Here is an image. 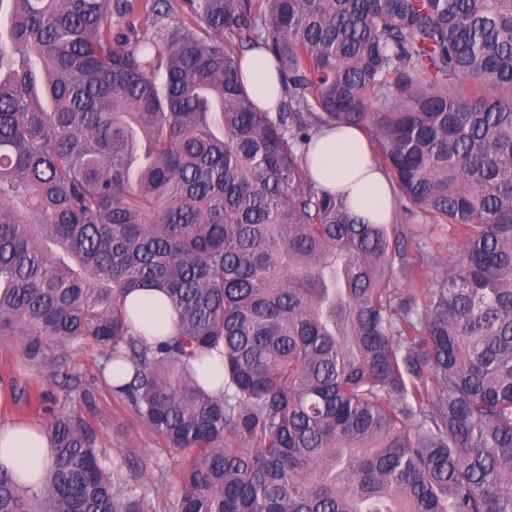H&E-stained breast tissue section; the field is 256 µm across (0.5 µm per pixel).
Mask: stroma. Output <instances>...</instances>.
Wrapping results in <instances>:
<instances>
[{"label":"stroma","mask_w":512,"mask_h":512,"mask_svg":"<svg viewBox=\"0 0 512 512\" xmlns=\"http://www.w3.org/2000/svg\"><path fill=\"white\" fill-rule=\"evenodd\" d=\"M127 13L112 16V30L126 36L156 38L164 22L152 12L153 0H126ZM45 352L28 359L25 340L0 336V425L29 422L47 426L52 415L74 412L101 435L104 452L123 482L145 490L155 512L178 498L188 451L165 447L140 420L135 408L112 390L98 348L45 341ZM38 387L49 401L26 399L23 389Z\"/></svg>","instance_id":"stroma-1"}]
</instances>
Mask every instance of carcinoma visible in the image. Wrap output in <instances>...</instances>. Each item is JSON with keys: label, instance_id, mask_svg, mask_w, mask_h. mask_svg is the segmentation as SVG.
Wrapping results in <instances>:
<instances>
[{"label": "carcinoma", "instance_id": "cac0c4a2", "mask_svg": "<svg viewBox=\"0 0 512 512\" xmlns=\"http://www.w3.org/2000/svg\"><path fill=\"white\" fill-rule=\"evenodd\" d=\"M120 4L0 0V336L131 367L113 391L193 451L173 512H512V0H190L160 45L112 36ZM227 33L277 60V112ZM336 124L458 242L430 287L419 225L309 178ZM139 288L172 338L133 331ZM46 433L43 491L1 467L0 512H150L87 421ZM134 328L143 333L148 343H155L173 336L176 332V315L165 302L164 295L152 288H144L128 297ZM197 377L206 387L213 390H219L224 381V372L222 376L221 366L218 359L208 360L202 365L195 364Z\"/></svg>", "mask_w": 512, "mask_h": 512}]
</instances>
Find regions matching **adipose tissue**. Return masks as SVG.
<instances>
[{
	"mask_svg": "<svg viewBox=\"0 0 512 512\" xmlns=\"http://www.w3.org/2000/svg\"><path fill=\"white\" fill-rule=\"evenodd\" d=\"M241 79L258 110H278L284 87L277 62L263 45L257 43L245 51ZM306 160L318 186L342 196L360 218L374 224L391 223L393 191L385 171L373 160L362 128H322L313 138ZM128 304L133 326L147 342L175 334L176 316L162 293L145 288L132 293ZM51 457V444L40 426L20 423L0 427V466L11 472L28 493L42 491Z\"/></svg>",
	"mask_w": 512,
	"mask_h": 512,
	"instance_id": "1",
	"label": "adipose tissue"
}]
</instances>
